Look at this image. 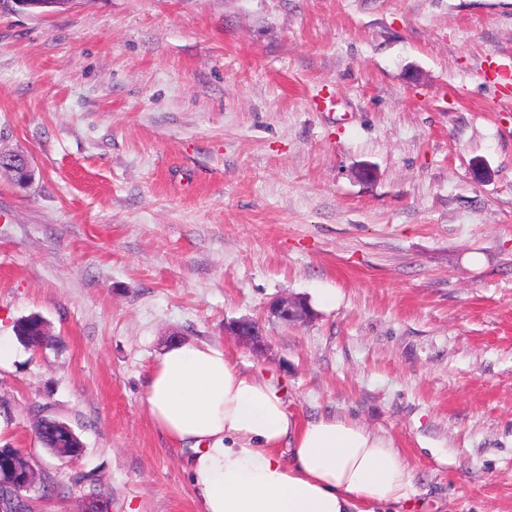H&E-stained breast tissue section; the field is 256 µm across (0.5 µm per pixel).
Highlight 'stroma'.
Segmentation results:
<instances>
[{
    "label": "stroma",
    "mask_w": 512,
    "mask_h": 512,
    "mask_svg": "<svg viewBox=\"0 0 512 512\" xmlns=\"http://www.w3.org/2000/svg\"><path fill=\"white\" fill-rule=\"evenodd\" d=\"M511 63L512 0L0 11V150L35 173L0 179V333L52 335L0 367L33 512H201L144 406L174 332L390 438L417 512H512ZM284 293L313 319L269 318ZM244 317L263 351L225 335ZM0 167L11 173L10 179L19 188L27 187L33 180V170L27 157L22 154L0 152Z\"/></svg>",
    "instance_id": "35a3bbf8"
}]
</instances>
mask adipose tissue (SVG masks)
<instances>
[{"instance_id": "adipose-tissue-1", "label": "adipose tissue", "mask_w": 512, "mask_h": 512, "mask_svg": "<svg viewBox=\"0 0 512 512\" xmlns=\"http://www.w3.org/2000/svg\"><path fill=\"white\" fill-rule=\"evenodd\" d=\"M146 410L187 464L203 512H411L409 470L363 423L299 421L268 380L192 341L159 354Z\"/></svg>"}]
</instances>
